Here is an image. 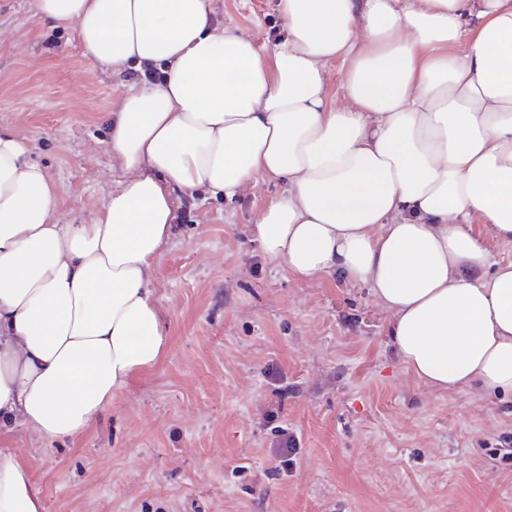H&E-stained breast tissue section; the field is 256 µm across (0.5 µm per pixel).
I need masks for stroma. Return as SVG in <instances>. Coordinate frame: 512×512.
Wrapping results in <instances>:
<instances>
[{"label": "stroma", "mask_w": 512, "mask_h": 512, "mask_svg": "<svg viewBox=\"0 0 512 512\" xmlns=\"http://www.w3.org/2000/svg\"><path fill=\"white\" fill-rule=\"evenodd\" d=\"M207 7L273 63L276 0ZM145 84L38 23L34 0H0V129L58 185L60 223L94 218L126 178L105 114ZM282 189L260 176L230 200L174 192L151 283L164 355L77 438L0 426L44 512H512V395L430 390L365 284L266 258L255 223ZM284 430L297 444L286 465L272 450Z\"/></svg>", "instance_id": "1"}]
</instances>
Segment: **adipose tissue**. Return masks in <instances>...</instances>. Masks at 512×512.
<instances>
[{"mask_svg":"<svg viewBox=\"0 0 512 512\" xmlns=\"http://www.w3.org/2000/svg\"><path fill=\"white\" fill-rule=\"evenodd\" d=\"M267 66L253 40L213 27L206 0H35L123 75L108 150L128 173L87 224L55 218L58 187L0 132V421L49 442L86 431L167 336L152 275L171 194L235 197L285 183L257 221L292 274L361 281L393 314L390 343L427 387L512 392V261L466 229L512 241V0H278ZM341 62L348 105L328 99ZM0 512H43L0 450ZM470 224H466L472 233L477 236L494 260L512 261V241L500 239L490 224L478 215H472Z\"/></svg>","mask_w":512,"mask_h":512,"instance_id":"obj_1","label":"adipose tissue"}]
</instances>
